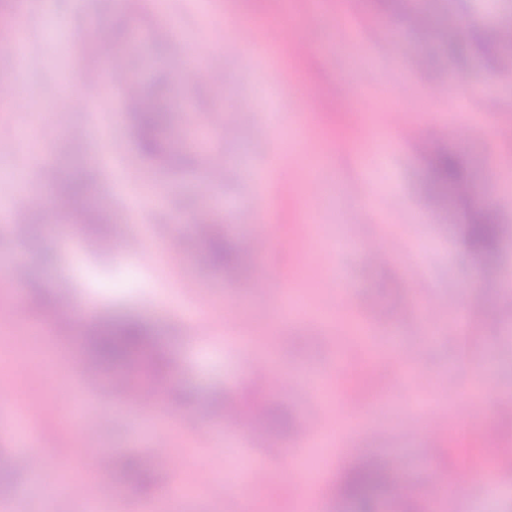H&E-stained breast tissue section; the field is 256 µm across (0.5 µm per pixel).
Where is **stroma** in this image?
<instances>
[{
	"instance_id": "obj_1",
	"label": "stroma",
	"mask_w": 512,
	"mask_h": 512,
	"mask_svg": "<svg viewBox=\"0 0 512 512\" xmlns=\"http://www.w3.org/2000/svg\"><path fill=\"white\" fill-rule=\"evenodd\" d=\"M18 0L0 13V82L20 87L22 100L0 99V205L18 198L49 200V183L83 169L125 225L123 246L88 252L61 229L20 237L0 227V512H81L56 473L60 457L98 489L97 512H168L173 482L201 483L178 512H351L337 485L355 460L380 457L395 478L379 512H397L402 495L423 512H454L455 486L467 473L470 512H512V420L496 403L512 397V312L498 298L512 290V237L492 265L471 257L458 226L467 211L491 204L512 225V75L498 70L493 35L512 27V0H415L429 25L412 22L405 0ZM377 39L352 44L340 24L350 4ZM241 19L277 20L288 40L269 65L260 51L240 48L228 31ZM88 24L117 33L115 53L145 85H168L170 134L187 140L192 162L172 173L143 155L115 91L107 110L62 109L60 79L82 71L79 40ZM312 51L299 56L297 40ZM218 69L223 81L200 87L189 58ZM353 90L337 94L339 81ZM445 99L432 101L434 88ZM475 121L459 122L461 109ZM419 114L418 141L385 125L391 113ZM388 143L380 155L379 143ZM460 155L465 191L428 212V173L440 153ZM288 174L277 180V170ZM159 189L162 206L131 210V193ZM224 222L248 256L236 277L200 259L191 218L200 210ZM394 261L375 265L365 253L371 226ZM27 264L31 288L12 289L7 269ZM269 273L253 283L251 267ZM485 300L482 320L461 319L467 294ZM202 302L204 318L180 306ZM131 313L150 322L173 370L167 386L184 405L182 419L145 418L126 406L113 428L112 397L79 371L86 307ZM379 338L363 345L352 321ZM293 377L294 388L278 384ZM494 400L464 405L454 387ZM441 406L451 435L447 452L430 457L422 428L402 419L416 393ZM227 394L276 402L284 419L281 451L267 454L253 429L225 432L210 409ZM361 394L351 413L338 399ZM28 403L27 418L16 407ZM358 421V428L346 425ZM137 461L154 489L137 490L115 467L98 468L101 450ZM44 471L31 470V453ZM316 455L308 480L302 461ZM261 466L262 482L230 490L239 462ZM442 480L430 487L426 473ZM501 495L486 505L481 476Z\"/></svg>"
}]
</instances>
